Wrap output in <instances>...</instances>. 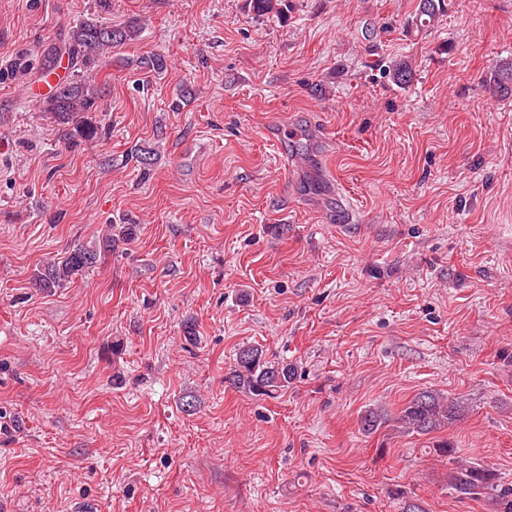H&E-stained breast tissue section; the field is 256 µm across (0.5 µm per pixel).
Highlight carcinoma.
Instances as JSON below:
<instances>
[{
    "mask_svg": "<svg viewBox=\"0 0 512 512\" xmlns=\"http://www.w3.org/2000/svg\"><path fill=\"white\" fill-rule=\"evenodd\" d=\"M453 0H417L410 19L405 23L408 32L425 33L435 22L446 15ZM249 11L258 17H288L289 0H246ZM140 27L130 21L124 25H107L95 19L82 20L72 27L68 39V55L73 65L93 69L111 49L134 40ZM141 68L161 73L167 68V60L161 54H153L138 61ZM512 71V61L502 60L491 69L486 88L494 97L512 96V89L501 87L504 72ZM385 77L397 85L408 86L414 80L412 64L400 59L384 71ZM98 98L97 90L78 78L56 85L53 92L41 101L43 111L51 114L57 125L63 127L60 137L70 139L74 134L84 139H95L101 134L100 127L84 120L83 114L91 111ZM112 233L107 232L94 242L75 246L58 260H51L33 273L32 283L37 290L51 293L64 288L76 277L83 276L105 256L115 250ZM297 376L296 367L286 361H269L263 352L253 346L237 350L234 366L224 377L229 386L256 398H274L286 390ZM461 405L440 393L425 390L416 394L401 410L400 421L409 433L430 435L445 430L459 420ZM360 428L371 434L385 423V417L377 409H368L360 417ZM451 490L461 499H474L490 495L495 500L496 512H512V487L501 488L494 482V473L472 463L456 465L448 474Z\"/></svg>",
    "mask_w": 512,
    "mask_h": 512,
    "instance_id": "carcinoma-1",
    "label": "carcinoma"
}]
</instances>
